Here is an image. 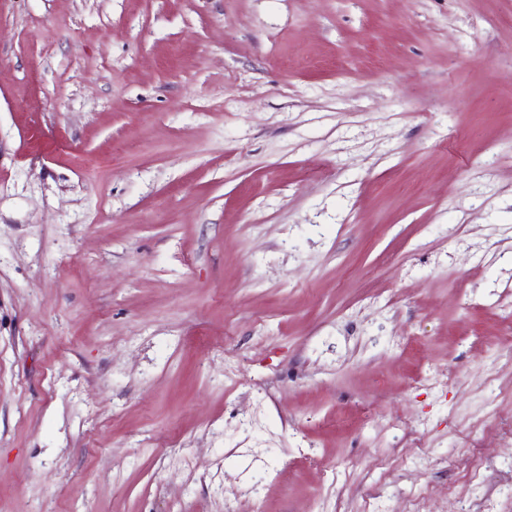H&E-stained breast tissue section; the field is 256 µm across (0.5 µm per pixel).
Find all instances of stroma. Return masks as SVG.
I'll use <instances>...</instances> for the list:
<instances>
[{
    "label": "stroma",
    "instance_id": "35a3bbf8",
    "mask_svg": "<svg viewBox=\"0 0 512 512\" xmlns=\"http://www.w3.org/2000/svg\"><path fill=\"white\" fill-rule=\"evenodd\" d=\"M512 512V0H0V512Z\"/></svg>",
    "mask_w": 512,
    "mask_h": 512
}]
</instances>
